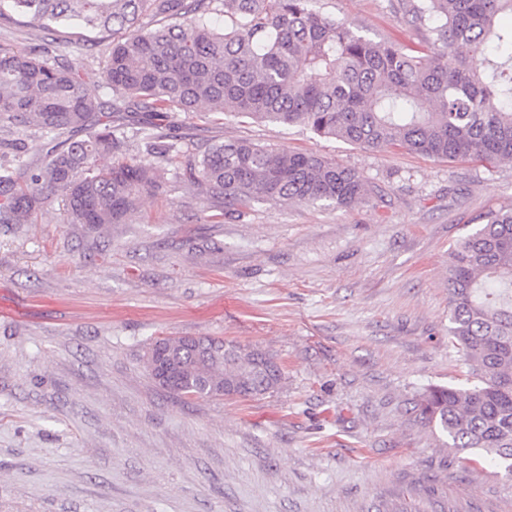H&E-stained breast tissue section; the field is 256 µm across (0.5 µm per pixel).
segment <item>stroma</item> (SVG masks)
I'll list each match as a JSON object with an SVG mask.
<instances>
[{"instance_id":"obj_1","label":"stroma","mask_w":512,"mask_h":512,"mask_svg":"<svg viewBox=\"0 0 512 512\" xmlns=\"http://www.w3.org/2000/svg\"><path fill=\"white\" fill-rule=\"evenodd\" d=\"M405 0H322L370 36L418 47ZM102 50L0 18V48ZM191 158L217 141L315 152L369 192L348 208L257 203L241 217L170 167L131 223L97 233L48 199L0 224V512H512V477L465 467L417 405L465 381L448 343V253L512 208V161L368 151L302 126L169 112ZM166 336L274 354L282 387L180 397L143 361Z\"/></svg>"}]
</instances>
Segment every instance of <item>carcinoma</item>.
<instances>
[{"label": "carcinoma", "instance_id": "1", "mask_svg": "<svg viewBox=\"0 0 512 512\" xmlns=\"http://www.w3.org/2000/svg\"><path fill=\"white\" fill-rule=\"evenodd\" d=\"M319 0H0L43 29L96 30L106 44L102 88L90 97L81 66L0 49V126L68 137L35 169L0 166V223L30 224L55 196L71 224H127L145 195L165 185L179 149L150 127L165 166L120 156L122 112L161 117L173 109L302 125L371 151L433 159L512 160V0H411L408 22L429 37L413 49L376 40ZM113 155L107 167L99 159ZM184 181L243 215L262 201L353 205L368 192L354 170L312 152L247 140L212 144L187 163ZM448 337L469 369L466 383L431 386L421 418L442 446L512 476V209L490 212L448 257ZM191 348L160 339L180 368L175 394L213 398L240 380L257 394L279 388L275 358L213 338Z\"/></svg>", "mask_w": 512, "mask_h": 512}]
</instances>
